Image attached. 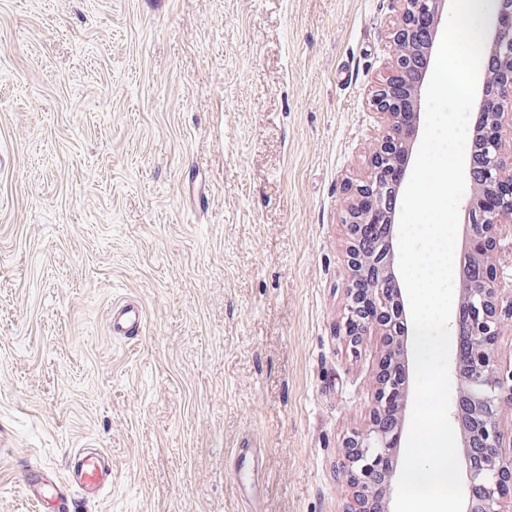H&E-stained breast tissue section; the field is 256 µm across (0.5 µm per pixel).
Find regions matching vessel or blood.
Wrapping results in <instances>:
<instances>
[{"label": "vessel or blood", "instance_id": "obj_1", "mask_svg": "<svg viewBox=\"0 0 512 512\" xmlns=\"http://www.w3.org/2000/svg\"><path fill=\"white\" fill-rule=\"evenodd\" d=\"M143 311L140 307L125 304L115 308L112 313L110 330L113 335L132 337L137 335L143 323ZM235 457L240 461L241 471L247 472V480L239 484L240 500L248 508H255L259 492V452L250 445L235 449ZM112 483V462L104 453L89 456L82 451H74L67 459V479L65 486L51 483L44 473L34 469L25 470L21 476L24 494L36 503L55 500L60 512H71L70 489H78L83 497H97L103 488Z\"/></svg>", "mask_w": 512, "mask_h": 512}]
</instances>
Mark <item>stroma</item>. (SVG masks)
I'll return each mask as SVG.
<instances>
[{
  "label": "stroma",
  "mask_w": 512,
  "mask_h": 512,
  "mask_svg": "<svg viewBox=\"0 0 512 512\" xmlns=\"http://www.w3.org/2000/svg\"><path fill=\"white\" fill-rule=\"evenodd\" d=\"M392 0H0V512L112 458L77 512H344L382 339L338 334L345 187ZM138 301L137 339L114 337ZM143 320V311L140 307L125 304L114 309L110 330L113 336L130 338L137 335ZM234 455L240 459L241 472H248L251 478L240 480V500L251 511L258 512L257 499L259 492V452L256 446L248 443L247 447L235 448ZM21 485L23 493L37 504L52 499L60 504L58 512H72L69 488L78 489L85 498L97 497L103 488L112 485V461L101 451L89 456L77 449L67 459L65 486L56 487L44 473L34 469L23 472Z\"/></svg>",
  "instance_id": "35a3bbf8"
}]
</instances>
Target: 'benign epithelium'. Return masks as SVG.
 <instances>
[{"mask_svg": "<svg viewBox=\"0 0 512 512\" xmlns=\"http://www.w3.org/2000/svg\"><path fill=\"white\" fill-rule=\"evenodd\" d=\"M400 19L393 29L391 72L377 83L372 106L382 114L381 138L372 148L368 175L348 187L342 216L349 244V288L340 332L355 352L363 337H383L385 350L374 377V408L367 426L342 448L338 469L353 489L347 512H393L397 492L393 460L399 456L411 405L409 336L394 248L397 200L405 176L391 175L394 159L412 150L418 127L416 101L447 0H398ZM488 49L495 68L484 75L479 105L484 124L471 156V193L465 213L477 242L469 269L458 281V306L451 324L456 346L452 416L466 445L465 512H508L512 504V449L504 447L499 409L512 402V363L498 358L503 323L512 322V303L501 302L503 257L512 260V244L501 245L502 228L512 224V0H496L489 23ZM368 283L362 296L354 283Z\"/></svg>", "mask_w": 512, "mask_h": 512, "instance_id": "1", "label": "benign epithelium"}]
</instances>
